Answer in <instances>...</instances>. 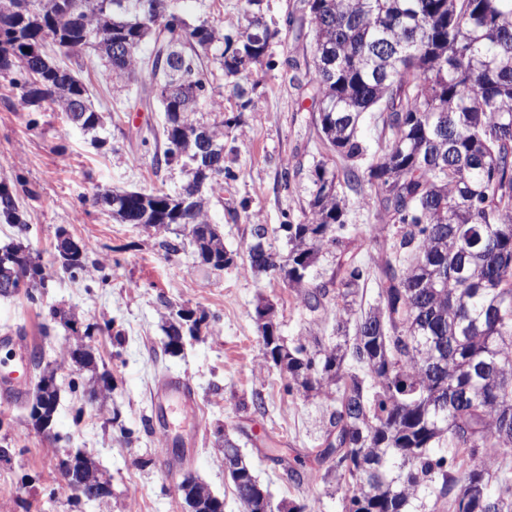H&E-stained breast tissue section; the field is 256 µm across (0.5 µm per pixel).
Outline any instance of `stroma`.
I'll list each match as a JSON object with an SVG mask.
<instances>
[{
	"label": "stroma",
	"mask_w": 512,
	"mask_h": 512,
	"mask_svg": "<svg viewBox=\"0 0 512 512\" xmlns=\"http://www.w3.org/2000/svg\"><path fill=\"white\" fill-rule=\"evenodd\" d=\"M299 0H181L187 23H208L238 38L253 17L276 35L261 63L251 64L230 80L215 55L203 57L211 109L204 122L239 119L224 135V167L229 174L220 189L205 191V210L236 265L215 272L200 263L190 236L179 231L161 236L135 224L113 220L108 208L94 204L103 189L151 192L178 190L188 179L180 167H154V153L164 139L160 106H135L140 86L117 76L103 77L97 53L85 48L70 66L91 91L104 117L97 135L68 123L57 109L35 110L21 93L0 78V184L13 192L27 229L9 224L0 213V246L20 243L52 277L38 290L37 302L25 294L0 296V336H19L24 355L42 352L56 371L60 396L52 430L34 429L25 402L0 392V512H188L184 497L159 462L151 423L164 415L184 470L224 503V512H245L224 466L216 428L235 440L273 505L315 502L318 512H344V485L329 475L317 452L329 428L333 400L313 392L289 391L287 372L264 363L256 308L271 305L286 341L319 336L336 339V302L311 313L296 289L274 273L248 271L247 245L287 255L282 224L299 223L314 189V168L327 160L342 172L340 157H327L317 106L306 83L293 81L289 59L312 62L310 39L292 21ZM243 96H236V89ZM344 220L349 242L325 246L313 270L315 283L329 281L340 258L356 254L377 266L392 243V228L375 218L378 205L370 184L345 191ZM265 227V238L255 236ZM85 244L88 269L71 278L56 256L59 231ZM52 307L74 309L76 329L52 322ZM207 314L198 336L185 340L181 355L165 353L163 325L170 310ZM91 330L87 338L96 357L95 371L61 361L58 350L72 342L74 330ZM108 375L112 389L86 402L72 392L69 380ZM187 378L204 419L194 431L189 411L173 404L157 410L152 400L157 381ZM90 459L112 486L105 501H74L55 463L63 453Z\"/></svg>",
	"instance_id": "35a3bbf8"
}]
</instances>
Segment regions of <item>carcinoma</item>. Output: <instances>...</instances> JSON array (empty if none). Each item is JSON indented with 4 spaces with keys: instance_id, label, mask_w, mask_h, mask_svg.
Here are the masks:
<instances>
[{
    "instance_id": "obj_1",
    "label": "carcinoma",
    "mask_w": 512,
    "mask_h": 512,
    "mask_svg": "<svg viewBox=\"0 0 512 512\" xmlns=\"http://www.w3.org/2000/svg\"><path fill=\"white\" fill-rule=\"evenodd\" d=\"M300 28L311 35L313 101L327 150L345 162V184L374 187L377 216L393 228L390 251L377 272L351 254L338 266L336 331L346 328L349 298L375 277L378 303L355 321L354 334L314 350L297 342L263 352L285 364L305 391L336 388L325 448L347 485L346 512H411L419 492L448 512H512V0H301ZM274 34L254 17L241 47L223 58L227 77L265 55ZM119 42L124 62L103 65L149 86L138 101L159 99L167 141L154 154L159 168L192 161L196 154L224 159L227 121L207 126L199 111L201 55L218 41L202 22L188 28L179 0H0V77L21 90L23 102L58 107L83 130L101 125L88 86L38 47L68 56L95 39ZM153 42L148 56L139 51ZM180 42L181 53H172ZM185 88L165 94L167 72ZM367 112L381 124L376 148L359 136ZM327 162L315 166L316 190L303 222L284 224L288 263L312 267L323 246L338 243L345 196ZM93 203L122 224L175 226L188 233L202 261L222 270L233 260L216 228L205 220L204 198L183 203L164 191L101 190ZM0 205L10 223L25 229L9 187ZM60 257L72 275L86 269V250L70 245ZM249 267L265 269L271 251L246 248ZM48 287L43 266L20 246L0 248V295ZM328 291L301 294L311 313ZM183 318L169 316L164 351L177 354ZM60 357L87 368V345L63 347ZM55 373L44 370L28 417L42 428L58 402ZM448 444L450 455L438 450ZM224 464L246 512H258L265 491L253 471L239 467V446L224 439ZM62 478L89 491L105 484L84 456L57 459ZM184 497L205 512L218 498L195 477L179 483Z\"/></svg>"
}]
</instances>
